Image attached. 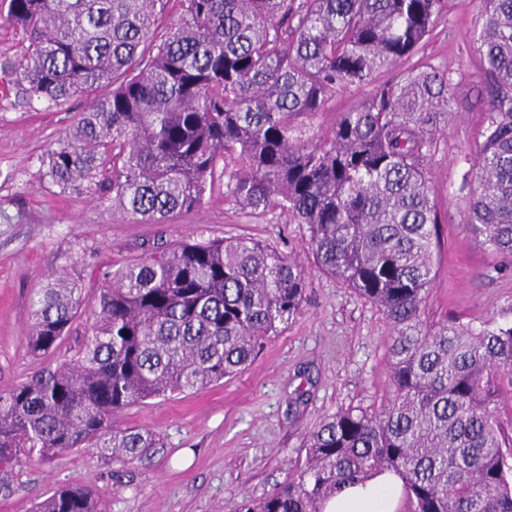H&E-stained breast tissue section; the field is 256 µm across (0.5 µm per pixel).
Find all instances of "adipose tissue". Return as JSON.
Listing matches in <instances>:
<instances>
[{"mask_svg":"<svg viewBox=\"0 0 512 512\" xmlns=\"http://www.w3.org/2000/svg\"><path fill=\"white\" fill-rule=\"evenodd\" d=\"M402 497L401 479L383 472L343 489L327 501L324 512H396Z\"/></svg>","mask_w":512,"mask_h":512,"instance_id":"adipose-tissue-1","label":"adipose tissue"}]
</instances>
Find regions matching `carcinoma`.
I'll return each instance as SVG.
<instances>
[{
    "label": "carcinoma",
    "mask_w": 512,
    "mask_h": 512,
    "mask_svg": "<svg viewBox=\"0 0 512 512\" xmlns=\"http://www.w3.org/2000/svg\"><path fill=\"white\" fill-rule=\"evenodd\" d=\"M474 37L484 74L482 139L469 224L512 258V0H484ZM8 0L26 42L12 80L31 99L89 100L51 142L42 177L66 191L112 175V207L165 224L215 185L242 208L308 227L318 267L382 311L391 396L373 413L339 410L308 434L274 493L238 512H323L346 485L381 472L403 481L405 512H512V320L478 326L423 318L434 275L436 204L428 160L457 114L459 84L412 62L448 0ZM382 70L391 81L344 111ZM335 115L314 132L312 118ZM299 267L246 238L182 242L110 273L78 350L0 393V473L75 449L132 462L156 434L112 425L147 399L240 373L303 312ZM87 307L52 276L32 302L28 349L54 353ZM35 512H99L79 485Z\"/></svg>",
    "instance_id": "cac0c4a2"
}]
</instances>
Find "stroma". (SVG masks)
Wrapping results in <instances>:
<instances>
[{
    "label": "stroma",
    "instance_id": "obj_1",
    "mask_svg": "<svg viewBox=\"0 0 512 512\" xmlns=\"http://www.w3.org/2000/svg\"><path fill=\"white\" fill-rule=\"evenodd\" d=\"M421 54L459 81L458 115L436 135L429 161L438 204L439 248L424 317L479 323L512 303V270L468 228L474 183L465 182L479 145L483 80L473 38L482 0H449ZM0 4V391L45 364L25 336L31 299L48 275L81 281L96 296L105 273L165 242L207 238L264 241L305 273L303 313L267 341L239 374L199 390L148 399L114 417L117 426L152 431L163 448L132 463L82 449L16 466L0 512H34L58 488L80 484L102 512H235L288 477L306 432L337 410L373 411L388 396L391 329L382 313L319 270L304 226L213 197L167 224H136L112 209L106 174L61 191L41 180L46 145L86 108L81 98L55 107L27 98L5 76L20 59L21 32Z\"/></svg>",
    "mask_w": 512,
    "mask_h": 512
}]
</instances>
